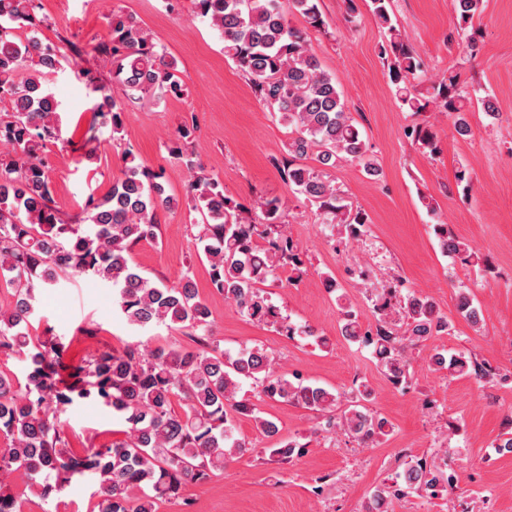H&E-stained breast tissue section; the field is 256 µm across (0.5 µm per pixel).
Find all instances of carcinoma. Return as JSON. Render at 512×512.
I'll use <instances>...</instances> for the list:
<instances>
[{
	"label": "carcinoma",
	"instance_id": "cac0c4a2",
	"mask_svg": "<svg viewBox=\"0 0 512 512\" xmlns=\"http://www.w3.org/2000/svg\"><path fill=\"white\" fill-rule=\"evenodd\" d=\"M224 39V55L251 80L271 116L290 128L281 161V177L289 188L315 208L320 223L338 233L361 237L369 220L343 191L321 172L303 164L311 158L324 168L355 163L371 177L379 168L368 143L351 117L336 80L322 70L310 46V32L325 30L319 0H193ZM370 11L386 30L381 54L390 60L400 106L419 114L429 108L453 115L456 132L466 137L472 97L459 86L458 73L429 76L420 57L393 23L390 0H369ZM460 29L480 14L482 0H454ZM36 0H0V288L11 301L0 306V352L22 355L28 362L24 378L0 372V512H21V496L6 482L25 470L35 479V492L47 500L76 475L98 481L99 512H157L163 503H177L189 484L222 472L235 458L251 452L235 437V418L250 417L267 437L279 433L277 423L260 416L258 402L292 403L320 413L324 428H339L370 446L389 435L387 419L365 405L371 391L341 401L316 384L292 381L261 348L226 354L210 336L211 312L199 297L190 271L175 285L153 284L130 261L131 249L156 239L159 212L174 207L156 182L159 174L142 168L129 148L123 152L122 176L102 196H89L83 218H72L56 206L48 167L42 156L47 144L60 139L58 103L45 90L47 77L61 66L57 48L39 37L44 20ZM300 15L306 26L291 25ZM110 66L113 79L134 97L180 99L187 90L175 74L165 48L129 14H112L108 35L94 46ZM425 85L419 90L409 79ZM99 114L108 118L112 139L123 130V102L111 90L97 88ZM194 127L183 125L171 153L181 158L192 144ZM408 136L423 149L437 151L436 134L419 123ZM195 224L197 252L210 266L216 290L248 317L267 322L277 318L262 286L280 279L286 267L301 271L304 252L283 231L285 204L278 197L257 203L258 220L224 193L215 178L199 172L184 195ZM443 253L469 261L466 244L445 224L434 225ZM84 277L113 288L116 306L136 327L166 325L186 328L192 349L150 348L129 344L104 350L62 376L64 346L47 337H32L36 284L52 285L61 276ZM457 310L470 324L481 322L469 293L458 294ZM376 322L366 328L350 310L344 312L341 334L371 346L381 368L396 387L411 377L406 349L450 331L448 320L432 300L408 292L392 305L375 304ZM288 337L327 338L306 326L281 325ZM429 366L487 383L496 375L484 361L457 352L437 350ZM255 385L254 399L238 397L242 383ZM112 409L125 423L126 439L82 454L65 448L64 415L81 399ZM181 411H176L174 405ZM294 439L269 449L279 464L301 456ZM448 479L426 458H413L393 483L370 495L367 512H390L392 501L409 492L435 497L447 490Z\"/></svg>",
	"mask_w": 512,
	"mask_h": 512
}]
</instances>
